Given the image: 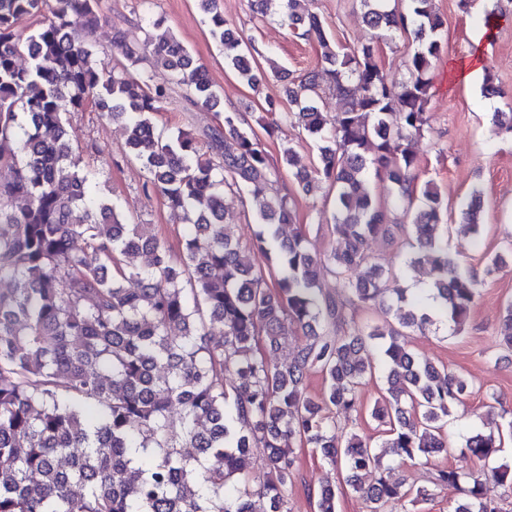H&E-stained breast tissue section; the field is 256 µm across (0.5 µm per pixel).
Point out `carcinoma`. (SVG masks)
Instances as JSON below:
<instances>
[{
  "label": "carcinoma",
  "mask_w": 512,
  "mask_h": 512,
  "mask_svg": "<svg viewBox=\"0 0 512 512\" xmlns=\"http://www.w3.org/2000/svg\"><path fill=\"white\" fill-rule=\"evenodd\" d=\"M224 63L259 89L267 75L251 46L226 27L215 0H196ZM301 36L314 39L326 66L291 78L285 99L266 100L274 133L291 123L317 141V163L298 165L293 148L272 162L237 112L197 138L155 125L167 89L144 65L162 66L187 101L212 109L219 96L207 70L176 37L155 41L114 27L123 61L106 64L76 37L99 21L98 0H0V512H280L295 481L294 445H310L330 465L343 463L346 484L371 512L407 497L434 499L439 486L470 479L453 512H503L485 497L493 478L512 488V469L478 475L440 470L414 488L380 477L363 481L375 448L400 461L448 453L450 409L470 382L406 347V330L424 334L435 318L407 291L387 286L391 272L344 283V297L323 293L328 272L341 278L368 265L369 241L401 237L404 272L427 266V298L437 315L463 324L478 280L448 254L441 230L448 206L430 181L417 185L416 141L430 129L431 73L445 19L434 0H360L372 39L352 49L335 43L307 0H279ZM413 35L405 74L389 80L374 38ZM27 56L31 65L18 60ZM346 103L325 112L323 91ZM89 106L125 125L126 146L150 176L171 214L185 222L182 253L172 259L148 224H128L102 196L73 148L67 115ZM288 169L298 191L334 194L333 232L341 248L317 254L302 232L282 240L295 214L279 187ZM388 180L392 205L370 194V175ZM255 192H250V189ZM248 199L258 231L254 248L224 225V193ZM482 201L472 194L457 224L479 236ZM263 253L267 267L254 262ZM275 280L269 287L267 278ZM383 315L387 328L360 324L346 308ZM305 336L291 354L285 324ZM221 326L213 335L209 325ZM386 367L371 409L383 426L376 445L328 423L359 405L362 380ZM235 379L224 384V370ZM324 377L315 399L312 370ZM180 410L181 421L170 419ZM502 433L473 432L464 450L487 460ZM262 449L263 475L251 471ZM336 485H322L316 512H336Z\"/></svg>",
  "instance_id": "1"
}]
</instances>
